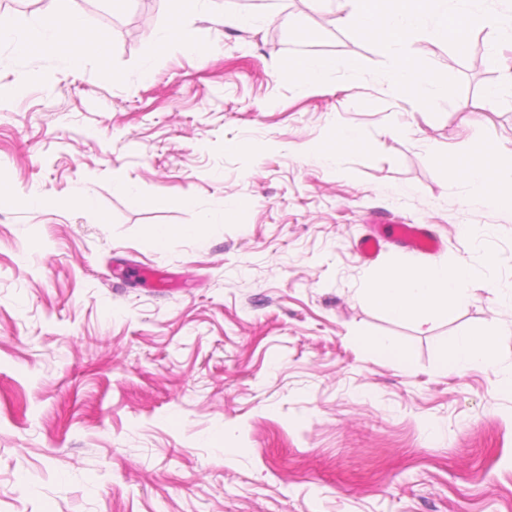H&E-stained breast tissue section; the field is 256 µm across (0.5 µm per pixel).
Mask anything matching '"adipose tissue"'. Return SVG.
<instances>
[{"label":"adipose tissue","mask_w":512,"mask_h":512,"mask_svg":"<svg viewBox=\"0 0 512 512\" xmlns=\"http://www.w3.org/2000/svg\"><path fill=\"white\" fill-rule=\"evenodd\" d=\"M470 0H338V21L360 32L380 36L392 49L423 37L437 41L454 40L457 51H464L466 35L473 28L486 29L491 39L512 38V16L490 20L483 10L469 6ZM89 25L84 15L60 7L50 9L24 31L12 16L0 15V37L13 40L17 53L30 57L32 66L20 80L21 86L41 82L38 66L41 56L64 53L72 68L84 63L88 52L107 57L103 40L89 41ZM393 97H401L411 87L439 88V79L423 61L413 57L398 63L385 76ZM469 186L473 200L512 206V195L500 187L512 183V154L492 142L476 145L457 166ZM474 269L465 260L452 264H422L402 257L390 262L365 288L362 297L388 316L426 324L437 315L471 304L475 299ZM496 331L466 333L454 347L442 354L443 367L463 373L475 368H496Z\"/></svg>","instance_id":"adipose-tissue-1"}]
</instances>
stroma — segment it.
<instances>
[{
  "mask_svg": "<svg viewBox=\"0 0 512 512\" xmlns=\"http://www.w3.org/2000/svg\"><path fill=\"white\" fill-rule=\"evenodd\" d=\"M63 7L106 60L43 56L16 95L31 61L0 42V512H512V394L439 362L496 327L512 369V208L464 204L447 162L479 141L512 151V95L481 103L512 41L413 42L448 90L396 99L379 79L394 53L338 25L336 0ZM228 8L255 26L225 27ZM172 22L211 58L156 52ZM305 54L335 63L319 85L288 78ZM477 55L500 64L469 74ZM378 216L441 240L420 262L467 258L476 302L420 326L361 300L404 254L385 238L359 258ZM185 226L155 248L154 229ZM363 342L369 349L394 359L399 366L411 368L412 361L410 356L401 351L398 344L392 339L384 336H370L366 337Z\"/></svg>",
  "mask_w": 512,
  "mask_h": 512,
  "instance_id": "1",
  "label": "stroma"
}]
</instances>
